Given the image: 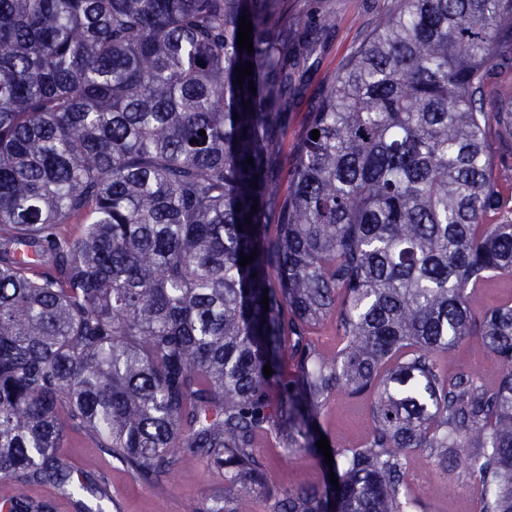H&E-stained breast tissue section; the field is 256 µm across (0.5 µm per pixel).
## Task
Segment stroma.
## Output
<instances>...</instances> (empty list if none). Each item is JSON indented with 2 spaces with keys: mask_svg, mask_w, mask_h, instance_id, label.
Segmentation results:
<instances>
[{
  "mask_svg": "<svg viewBox=\"0 0 512 512\" xmlns=\"http://www.w3.org/2000/svg\"><path fill=\"white\" fill-rule=\"evenodd\" d=\"M383 0H288L294 13L311 25L332 14L334 25L312 58L301 96L288 115V127L279 148L291 158L303 135L308 114L328 82L335 76L341 59L366 35ZM320 424L329 442L348 447L365 438L371 420L366 401L338 398L324 409ZM112 490L110 512H205L221 486L217 474L203 460L188 462L176 476L144 482L120 464L105 463ZM408 485L421 500L424 512H475L476 494L463 468L444 474L419 453L409 457Z\"/></svg>",
  "mask_w": 512,
  "mask_h": 512,
  "instance_id": "35a3bbf8",
  "label": "stroma"
}]
</instances>
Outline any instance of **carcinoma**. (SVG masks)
Returning a JSON list of instances; mask_svg holds the SVG:
<instances>
[{"mask_svg": "<svg viewBox=\"0 0 512 512\" xmlns=\"http://www.w3.org/2000/svg\"><path fill=\"white\" fill-rule=\"evenodd\" d=\"M330 28L288 0H0V480L104 512L101 462L76 478L60 451L72 429L147 482L206 460L208 512H422L416 451L464 464L478 512H512V301L472 305L512 277V165L487 135L512 136V100L486 98L512 0H387L288 164ZM470 344L493 382L454 367ZM338 397L367 401L371 429L329 466L318 418ZM260 438L339 486L273 487Z\"/></svg>", "mask_w": 512, "mask_h": 512, "instance_id": "cac0c4a2", "label": "carcinoma"}]
</instances>
